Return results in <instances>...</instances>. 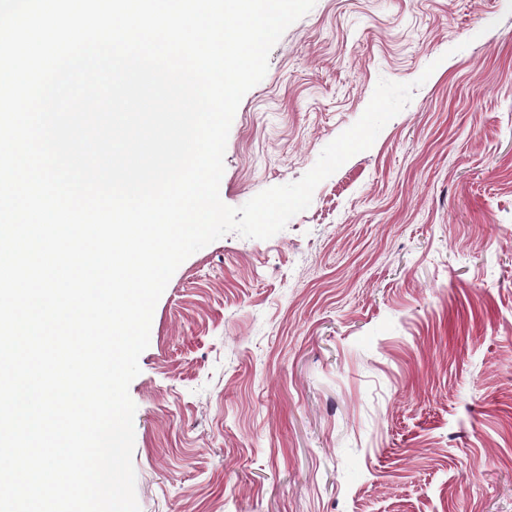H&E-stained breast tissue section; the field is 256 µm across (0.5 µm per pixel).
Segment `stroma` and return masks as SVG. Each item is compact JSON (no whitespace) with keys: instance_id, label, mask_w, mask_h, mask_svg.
Returning a JSON list of instances; mask_svg holds the SVG:
<instances>
[{"instance_id":"stroma-1","label":"stroma","mask_w":512,"mask_h":512,"mask_svg":"<svg viewBox=\"0 0 512 512\" xmlns=\"http://www.w3.org/2000/svg\"><path fill=\"white\" fill-rule=\"evenodd\" d=\"M267 240L186 259L129 394L141 512H512V0H316L229 132L219 195L300 179Z\"/></svg>"}]
</instances>
